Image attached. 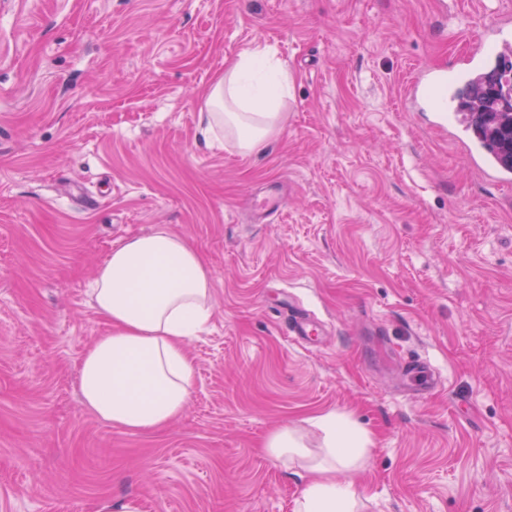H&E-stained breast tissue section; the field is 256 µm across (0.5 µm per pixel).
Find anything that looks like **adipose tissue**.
Wrapping results in <instances>:
<instances>
[{"label": "adipose tissue", "instance_id": "adipose-tissue-1", "mask_svg": "<svg viewBox=\"0 0 512 512\" xmlns=\"http://www.w3.org/2000/svg\"><path fill=\"white\" fill-rule=\"evenodd\" d=\"M290 77L264 50H247L202 96L198 134L213 145L231 136L239 152L260 150L279 128L280 101ZM213 279L205 256L167 228L127 238L98 268L92 304L108 327L83 354L80 394L98 418L132 432H156L184 411L195 371L188 345L212 317ZM323 435V459L311 475L297 512H355L353 483L337 471L360 469L371 439L333 413L311 417Z\"/></svg>", "mask_w": 512, "mask_h": 512}]
</instances>
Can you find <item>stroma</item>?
Returning <instances> with one entry per match:
<instances>
[{
  "instance_id": "stroma-1",
  "label": "stroma",
  "mask_w": 512,
  "mask_h": 512,
  "mask_svg": "<svg viewBox=\"0 0 512 512\" xmlns=\"http://www.w3.org/2000/svg\"><path fill=\"white\" fill-rule=\"evenodd\" d=\"M494 23L512 0H0V512H295L308 475L262 443L319 452L328 412L372 441L359 512H512V188L410 92ZM258 46L292 78L279 131L205 146L201 90ZM158 226L214 314L184 414L140 433L83 407L79 363L99 265ZM264 448L285 463H293L296 459H305L309 455L302 436L288 427L271 432L265 439Z\"/></svg>"
}]
</instances>
